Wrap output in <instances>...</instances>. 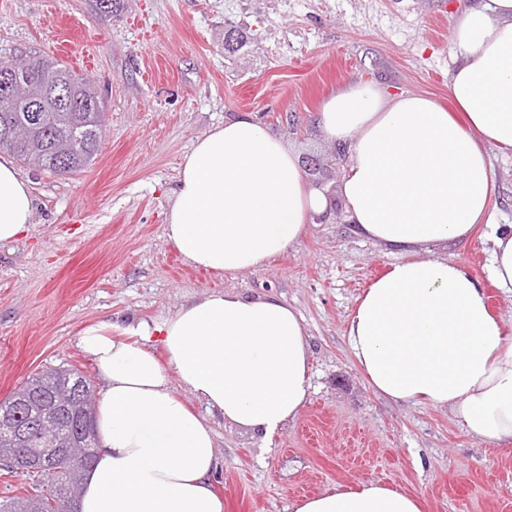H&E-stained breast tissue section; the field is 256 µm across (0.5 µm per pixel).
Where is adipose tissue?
<instances>
[{"mask_svg":"<svg viewBox=\"0 0 512 512\" xmlns=\"http://www.w3.org/2000/svg\"><path fill=\"white\" fill-rule=\"evenodd\" d=\"M449 113L416 94L387 98L370 82L331 95L317 124L348 154L337 194L353 233L403 250L366 290L345 338L369 387L403 404L449 410L467 434L512 446V333L459 263L416 248L466 239L483 225L490 278L512 293V225L491 223L488 146L512 151V0H471L456 18ZM329 207L298 154L242 115L198 137L181 165L165 236L189 264L219 274L286 253ZM33 198L0 157V243L26 233ZM159 341L163 356L150 349ZM79 344L105 392L99 448L80 512H223L212 481L215 433L188 392L257 441L306 403L302 318L274 298L212 293L155 322L88 325ZM293 512H422L418 498L373 482L298 500Z\"/></svg>","mask_w":512,"mask_h":512,"instance_id":"ef3b65f1","label":"adipose tissue"}]
</instances>
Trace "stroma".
<instances>
[{
	"label": "stroma",
	"mask_w": 512,
	"mask_h": 512,
	"mask_svg": "<svg viewBox=\"0 0 512 512\" xmlns=\"http://www.w3.org/2000/svg\"><path fill=\"white\" fill-rule=\"evenodd\" d=\"M468 0H0V57H52L93 78L104 101L101 148L70 176L19 165L31 229L0 243V401L43 367L103 383L78 345L104 319L152 321L186 300L271 296L303 320L311 387L294 422L259 445L213 417L224 512H289L294 501L378 482L422 512H512V452L469 436L433 406L395 404L368 386L345 330L358 299L399 251L351 233L345 216L308 223L263 268L215 274L187 263L164 227L180 164L196 139L250 115L302 156L330 159L316 124L329 95L370 81L389 98L448 101L451 33ZM251 41L224 53V31ZM492 220L512 224V152L489 148ZM482 227L448 249L512 331V294L489 278Z\"/></svg>",
	"instance_id": "35a3bbf8"
}]
</instances>
